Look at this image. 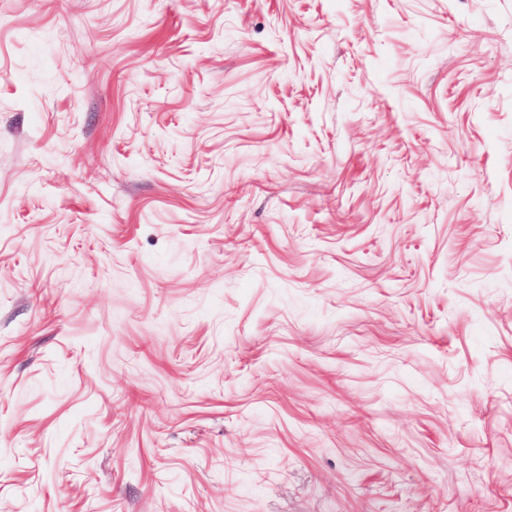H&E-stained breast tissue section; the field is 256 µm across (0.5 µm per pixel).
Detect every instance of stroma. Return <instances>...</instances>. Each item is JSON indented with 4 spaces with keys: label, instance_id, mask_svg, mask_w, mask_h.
<instances>
[{
    "label": "stroma",
    "instance_id": "35a3bbf8",
    "mask_svg": "<svg viewBox=\"0 0 512 512\" xmlns=\"http://www.w3.org/2000/svg\"><path fill=\"white\" fill-rule=\"evenodd\" d=\"M0 512H512V0H0Z\"/></svg>",
    "mask_w": 512,
    "mask_h": 512
}]
</instances>
